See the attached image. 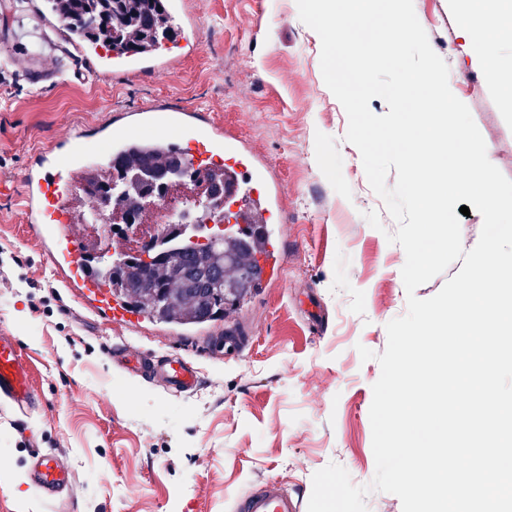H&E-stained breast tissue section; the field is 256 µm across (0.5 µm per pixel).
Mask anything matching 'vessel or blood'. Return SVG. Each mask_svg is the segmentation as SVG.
<instances>
[{"mask_svg": "<svg viewBox=\"0 0 512 512\" xmlns=\"http://www.w3.org/2000/svg\"><path fill=\"white\" fill-rule=\"evenodd\" d=\"M101 73L130 72L155 74L171 70L173 61L165 55L142 57L117 52H97ZM144 126L154 127L151 135L141 134ZM107 144L113 158L174 153L186 161L192 184L218 191L219 198L204 209L202 222L218 223L231 217V231L246 232L248 225L267 224L262 255L263 285L277 281L281 274L284 247L280 245L278 224L284 218L277 205L279 184L273 183L264 164L239 150L222 128L209 125L204 115L193 109L172 110L166 101H157L137 112L115 115L112 122L98 126L80 140L52 145L34 156L24 168L19 182L0 180V195L22 189L29 217V232L42 245L54 270L72 293L89 310L106 322L138 326L145 316L113 297L100 276L98 254L77 240L73 228L90 203L81 191L91 175L83 163L86 146ZM123 370L149 373L167 390L180 395L198 385L194 365L178 355L151 356L122 350L114 356ZM7 398L21 412L35 407L37 393L31 382L27 361L18 342L0 336V398ZM29 485L43 498L59 499L70 485V471L54 451H35L27 472ZM302 500L275 480L261 483L237 501L235 512H301Z\"/></svg>", "mask_w": 512, "mask_h": 512, "instance_id": "obj_1", "label": "vessel or blood"}]
</instances>
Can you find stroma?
<instances>
[{
  "mask_svg": "<svg viewBox=\"0 0 512 512\" xmlns=\"http://www.w3.org/2000/svg\"><path fill=\"white\" fill-rule=\"evenodd\" d=\"M200 30L195 53L146 78L103 76L76 57L32 0H0V179L31 156L156 100L206 112L266 161L279 180L290 244L282 276L247 288L224 318L193 327L106 324L57 279L27 233L20 197H0V333L24 348L40 401L22 413L0 400V512H233L274 479L302 498L314 473L375 474L369 411L387 346L406 312L397 224L346 141L347 114L326 86L321 41L296 0H185ZM488 31L463 30L460 0H414L449 86L512 179V0H487ZM377 211L381 228L365 219ZM327 327L316 331L312 305ZM241 351H224L226 340ZM119 345L197 364L179 396L117 370ZM374 352L362 360L358 349ZM61 452L64 501L31 490L33 449Z\"/></svg>",
  "mask_w": 512,
  "mask_h": 512,
  "instance_id": "35a3bbf8",
  "label": "stroma"
}]
</instances>
